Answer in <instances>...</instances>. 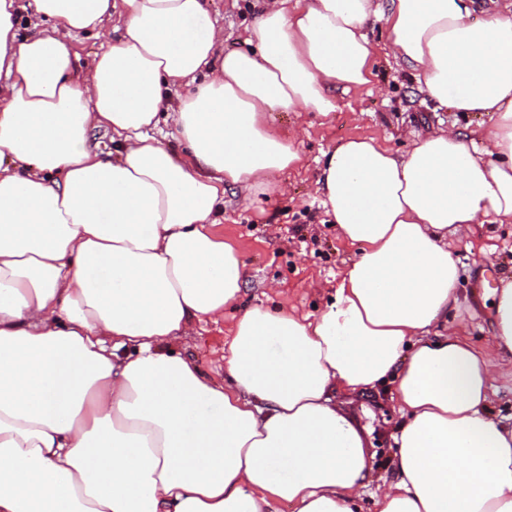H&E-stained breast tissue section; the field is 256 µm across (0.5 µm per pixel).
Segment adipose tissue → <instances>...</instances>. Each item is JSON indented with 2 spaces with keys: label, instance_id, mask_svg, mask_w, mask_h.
I'll list each match as a JSON object with an SVG mask.
<instances>
[{
  "label": "adipose tissue",
  "instance_id": "obj_1",
  "mask_svg": "<svg viewBox=\"0 0 512 512\" xmlns=\"http://www.w3.org/2000/svg\"><path fill=\"white\" fill-rule=\"evenodd\" d=\"M27 12L47 28L20 34ZM380 16L438 106L495 122L337 145L317 184L358 254L331 304L242 305L224 192L301 165L268 112L369 84ZM90 31L114 39L82 70ZM247 41L225 50L208 0H0V512H356L372 466L349 407L387 382L405 421L375 512H512V414L448 323L449 236L512 223V0H262ZM492 297L512 357V278ZM237 304L219 384L173 348Z\"/></svg>",
  "mask_w": 512,
  "mask_h": 512
}]
</instances>
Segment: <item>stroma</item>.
I'll list each match as a JSON object with an SVG mask.
<instances>
[{
    "label": "stroma",
    "instance_id": "35a3bbf8",
    "mask_svg": "<svg viewBox=\"0 0 512 512\" xmlns=\"http://www.w3.org/2000/svg\"><path fill=\"white\" fill-rule=\"evenodd\" d=\"M210 8L224 26L225 50L246 49L247 29L260 8L258 0H211ZM367 32L376 46L371 85L337 93L335 111L325 116L279 110L269 115L280 132L303 128L299 145L303 167L286 171L280 178V191L252 205L243 203L237 188L224 193V220L215 231L241 254L247 272L245 302L261 300L262 287L269 283L273 303L285 304L300 316H316L327 293L338 286L355 259V247L339 237L318 189L326 152L352 137H373L403 153L415 137L440 127L453 124L465 134L477 124L486 130L491 127L490 113L436 108L390 52L384 20H372ZM448 245L461 269L456 320L494 366L500 385L496 409L511 413L512 361L501 358L488 338L492 334V291L501 278L512 275V224H477L463 237H449ZM237 315V309L229 308L223 319L197 324L189 341L177 345V352L214 381H222L223 356ZM391 392L388 386L378 389L352 406L375 452L372 483L376 486L395 478L388 466L395 452L390 434L403 417Z\"/></svg>",
    "mask_w": 512,
    "mask_h": 512
}]
</instances>
